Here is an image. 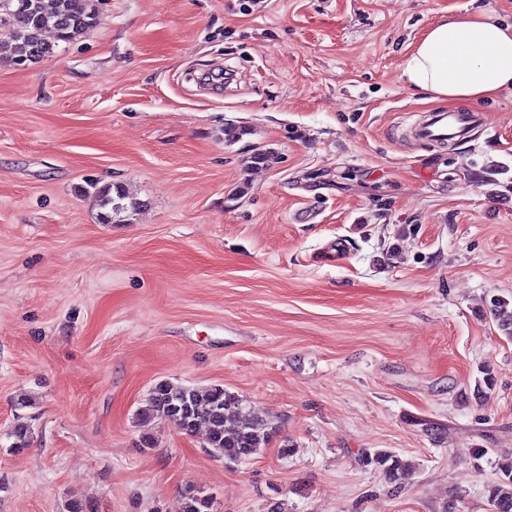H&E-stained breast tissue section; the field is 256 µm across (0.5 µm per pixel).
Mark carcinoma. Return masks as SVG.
<instances>
[{"mask_svg": "<svg viewBox=\"0 0 512 512\" xmlns=\"http://www.w3.org/2000/svg\"><path fill=\"white\" fill-rule=\"evenodd\" d=\"M26 6L14 8L13 0H0V26L13 28V39L0 43V61L28 66L53 53V47L42 38L51 31L68 42L92 26L96 19L94 0H25ZM98 206L104 209L103 220L110 223L129 217L141 207L120 185L98 195ZM489 315L498 330L512 340V304L493 298ZM145 421L165 420L186 434L204 431L206 448L227 463L241 462L259 453L268 445L276 428L255 416L239 399L224 388L206 389L159 381L150 390L146 405L139 412ZM30 424L24 418L10 431V451L19 454L29 447ZM373 461L389 482L403 484L410 467L397 455L379 450ZM491 512H512V467L503 471L498 481L489 486ZM213 497L202 491L187 489L183 512H213Z\"/></svg>", "mask_w": 512, "mask_h": 512, "instance_id": "cac0c4a2", "label": "carcinoma"}]
</instances>
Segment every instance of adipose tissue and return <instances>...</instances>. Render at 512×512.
<instances>
[{"label": "adipose tissue", "instance_id": "ef3b65f1", "mask_svg": "<svg viewBox=\"0 0 512 512\" xmlns=\"http://www.w3.org/2000/svg\"><path fill=\"white\" fill-rule=\"evenodd\" d=\"M404 74L430 102L469 104L512 92V23L479 9L442 17L412 44Z\"/></svg>", "mask_w": 512, "mask_h": 512}]
</instances>
